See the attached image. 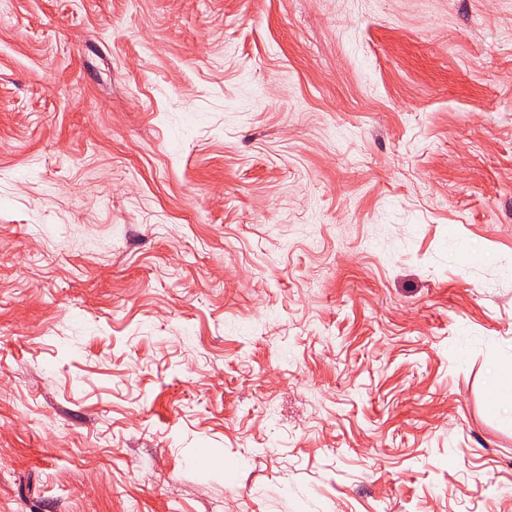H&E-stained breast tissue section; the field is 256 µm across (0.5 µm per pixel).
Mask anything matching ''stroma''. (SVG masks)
I'll return each instance as SVG.
<instances>
[{
    "label": "stroma",
    "mask_w": 512,
    "mask_h": 512,
    "mask_svg": "<svg viewBox=\"0 0 512 512\" xmlns=\"http://www.w3.org/2000/svg\"><path fill=\"white\" fill-rule=\"evenodd\" d=\"M0 9V512H512V0Z\"/></svg>",
    "instance_id": "1"
}]
</instances>
